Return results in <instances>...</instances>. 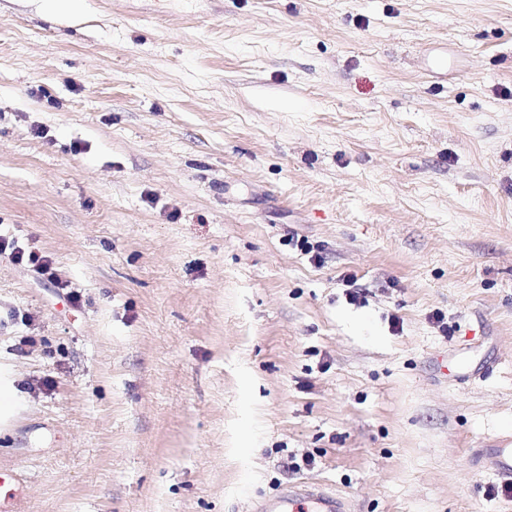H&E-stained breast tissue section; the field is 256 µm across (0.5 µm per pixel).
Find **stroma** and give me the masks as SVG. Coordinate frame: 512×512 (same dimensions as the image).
<instances>
[{
  "mask_svg": "<svg viewBox=\"0 0 512 512\" xmlns=\"http://www.w3.org/2000/svg\"><path fill=\"white\" fill-rule=\"evenodd\" d=\"M1 236L21 512H512V0H0ZM43 12L57 16L78 17L84 10L83 0H40ZM9 252L11 259L17 263L27 264L34 268V271L41 276L47 275L46 279L51 282H57L55 272H52L50 261L47 257L38 255L33 251L26 252L14 246L6 239L0 238V254ZM512 445L502 448H487L485 457L498 477L512 484ZM262 512H348L346 503L306 483L288 489L275 499L261 504Z\"/></svg>",
  "mask_w": 512,
  "mask_h": 512,
  "instance_id": "35a3bbf8",
  "label": "stroma"
}]
</instances>
